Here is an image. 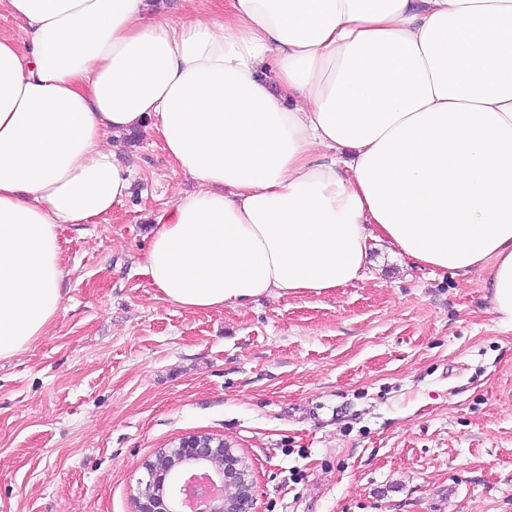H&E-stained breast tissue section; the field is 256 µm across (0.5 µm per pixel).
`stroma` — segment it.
<instances>
[{
	"instance_id": "35a3bbf8",
	"label": "stroma",
	"mask_w": 512,
	"mask_h": 512,
	"mask_svg": "<svg viewBox=\"0 0 512 512\" xmlns=\"http://www.w3.org/2000/svg\"><path fill=\"white\" fill-rule=\"evenodd\" d=\"M133 194L58 228L65 297L0 362V512H133L156 449H238L256 512H512V328L483 275L372 243L323 296L189 312L144 272L149 212L196 192L152 130L118 148Z\"/></svg>"
}]
</instances>
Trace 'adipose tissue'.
<instances>
[{
	"label": "adipose tissue",
	"mask_w": 512,
	"mask_h": 512,
	"mask_svg": "<svg viewBox=\"0 0 512 512\" xmlns=\"http://www.w3.org/2000/svg\"><path fill=\"white\" fill-rule=\"evenodd\" d=\"M0 0V360L45 336L57 229L111 213L151 126L198 190L154 215L144 271L198 312L322 295L372 242L484 272L512 326V0Z\"/></svg>",
	"instance_id": "1"
}]
</instances>
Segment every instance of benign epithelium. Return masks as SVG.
<instances>
[{
	"instance_id": "obj_1",
	"label": "benign epithelium",
	"mask_w": 512,
	"mask_h": 512,
	"mask_svg": "<svg viewBox=\"0 0 512 512\" xmlns=\"http://www.w3.org/2000/svg\"><path fill=\"white\" fill-rule=\"evenodd\" d=\"M133 495L134 512H184L193 482L185 475L202 472L207 484L220 488L211 495L196 490L198 512H255L256 485L247 463L224 440L207 434L183 437L178 446L160 449L143 464Z\"/></svg>"
}]
</instances>
